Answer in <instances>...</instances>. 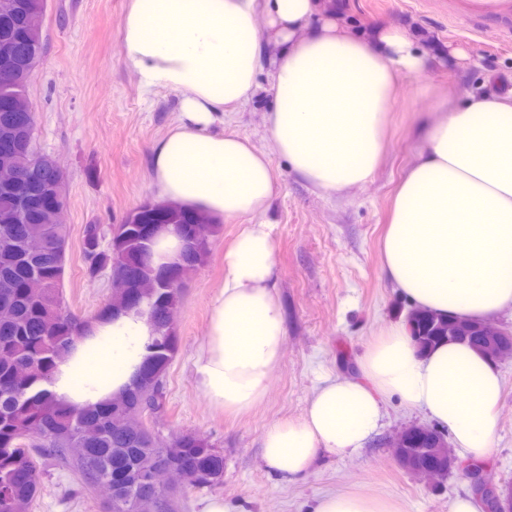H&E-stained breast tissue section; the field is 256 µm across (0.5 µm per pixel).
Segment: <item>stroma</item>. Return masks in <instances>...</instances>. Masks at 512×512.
Wrapping results in <instances>:
<instances>
[{
	"label": "stroma",
	"mask_w": 512,
	"mask_h": 512,
	"mask_svg": "<svg viewBox=\"0 0 512 512\" xmlns=\"http://www.w3.org/2000/svg\"><path fill=\"white\" fill-rule=\"evenodd\" d=\"M363 25L410 21L466 46L479 62L467 80L444 68L400 79L390 114L385 159L374 179L358 190L329 197L311 189L275 154L262 117L269 102L257 96L236 111L232 132L273 154L281 192L268 217L275 224L276 292L285 338L283 359L268 383L265 401L240 414L212 407L197 390L192 357L205 335L211 302L224 277V251L239 224L224 222L205 265L190 272L177 313L178 351L166 379L167 407L158 423L163 436L195 432L224 455V478L215 490H184L180 512H203L217 494L238 501L243 512H311L330 490L375 492L407 512H448L451 501L471 492L466 470L436 484L402 468L385 438L424 423V415L387 398L379 436L358 454H326L305 477L286 483L262 459V440L272 425L298 417L324 377H355L359 362L389 325L405 321L410 302L389 283L381 241L397 184L414 160L413 114L436 107L423 87L435 81L464 95L485 70L512 78V9L468 11L461 0H346ZM130 0H47L44 55L28 86L36 120L35 146L64 172L65 222L69 232L62 291L67 309L89 318L112 293L109 273L89 277L81 252L84 225L118 224L151 203V146L169 128L178 102L161 90L141 96L136 75L120 54V33ZM504 386L498 445L480 464L497 486H512V359L497 364ZM37 512H103V488L81 490L55 463L47 464Z\"/></svg>",
	"instance_id": "obj_1"
}]
</instances>
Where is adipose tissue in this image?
Masks as SVG:
<instances>
[{"instance_id": "obj_1", "label": "adipose tissue", "mask_w": 512, "mask_h": 512, "mask_svg": "<svg viewBox=\"0 0 512 512\" xmlns=\"http://www.w3.org/2000/svg\"><path fill=\"white\" fill-rule=\"evenodd\" d=\"M120 52L144 95L178 96L175 122L152 147L156 204L240 223L193 373L215 408L255 409L285 336L266 218L280 185L268 154L223 131L225 112L267 95L264 129L279 154L313 190L333 195L365 186L379 169L402 77L443 63L465 72L473 60L404 23L354 27L334 0H131ZM424 91L437 106L418 124L381 246L383 269L419 309L490 322L512 313V90L490 72L463 100L450 87ZM150 336L146 316L103 315L57 362L52 390L80 409L111 398L130 383ZM361 372L323 380L299 417L266 431L262 458L271 471L291 482L323 454L364 449L390 396L447 431L463 457L478 462L493 452L503 381L470 345L444 342L420 354L396 324L368 350ZM313 512L404 509L378 493L339 490L319 497Z\"/></svg>"}]
</instances>
